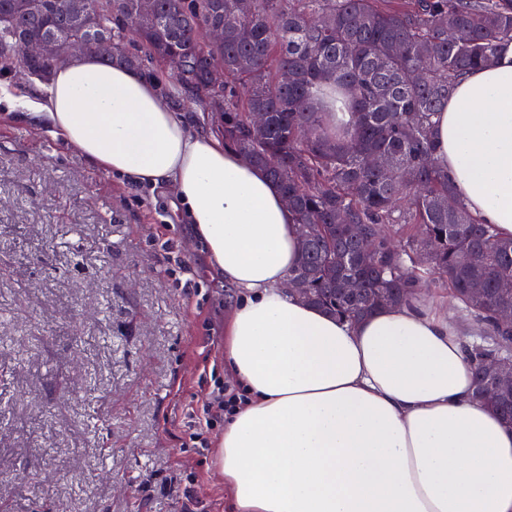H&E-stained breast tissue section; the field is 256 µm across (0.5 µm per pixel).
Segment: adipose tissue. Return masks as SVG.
Masks as SVG:
<instances>
[{
	"instance_id": "1",
	"label": "adipose tissue",
	"mask_w": 512,
	"mask_h": 512,
	"mask_svg": "<svg viewBox=\"0 0 512 512\" xmlns=\"http://www.w3.org/2000/svg\"><path fill=\"white\" fill-rule=\"evenodd\" d=\"M162 83L82 54L37 91L0 84V101L96 169L171 186L237 288L224 369L246 401L218 444L226 512H512V426L474 397L447 311L415 301L346 321L290 293L281 189L174 111ZM436 141L455 197L512 238V41L459 79Z\"/></svg>"
}]
</instances>
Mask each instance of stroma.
Wrapping results in <instances>:
<instances>
[{
	"label": "stroma",
	"mask_w": 512,
	"mask_h": 512,
	"mask_svg": "<svg viewBox=\"0 0 512 512\" xmlns=\"http://www.w3.org/2000/svg\"><path fill=\"white\" fill-rule=\"evenodd\" d=\"M182 211L0 104V512H225L189 436L237 291Z\"/></svg>",
	"instance_id": "1"
}]
</instances>
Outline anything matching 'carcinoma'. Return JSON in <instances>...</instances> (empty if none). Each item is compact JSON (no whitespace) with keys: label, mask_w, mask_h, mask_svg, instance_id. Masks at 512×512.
Returning a JSON list of instances; mask_svg holds the SVG:
<instances>
[{"label":"carcinoma","mask_w":512,"mask_h":512,"mask_svg":"<svg viewBox=\"0 0 512 512\" xmlns=\"http://www.w3.org/2000/svg\"><path fill=\"white\" fill-rule=\"evenodd\" d=\"M0 0V64L25 61L37 76L52 62L28 61L31 37L79 33L90 16L108 40L107 65L147 63L170 72L175 95L222 113L213 128L225 145L264 168L293 212L299 262L291 278L308 302L356 320L417 296L432 273L445 278L461 316L485 324L464 344L474 367L475 396L512 424V395L494 392L484 360L512 347V329L496 324L512 306V239L479 224L460 201L448 211V174L435 157L434 119L462 73L492 65L512 41V0ZM139 21L138 51L125 32ZM224 28V41L205 33ZM458 34L448 39V31ZM224 62V85L212 86L210 60ZM347 98L350 129L332 126L320 106L323 89ZM265 113L252 127L251 114ZM389 160L382 170L371 163ZM370 239L360 252L355 230ZM356 279L360 288H348Z\"/></svg>","instance_id":"carcinoma-1"}]
</instances>
